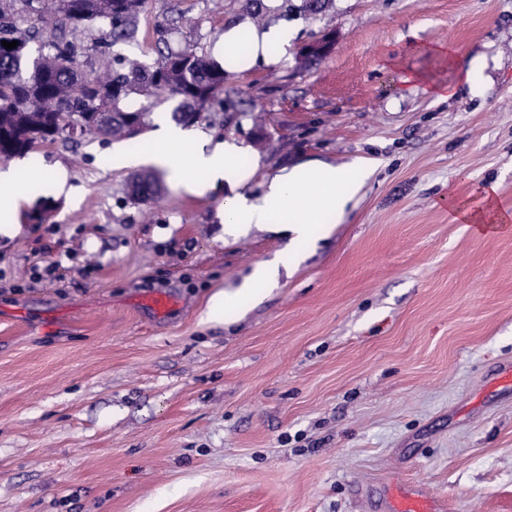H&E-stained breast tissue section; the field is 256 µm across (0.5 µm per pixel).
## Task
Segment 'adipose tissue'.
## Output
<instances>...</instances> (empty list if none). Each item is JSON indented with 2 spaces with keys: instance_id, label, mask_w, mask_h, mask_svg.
<instances>
[{
  "instance_id": "1",
  "label": "adipose tissue",
  "mask_w": 512,
  "mask_h": 512,
  "mask_svg": "<svg viewBox=\"0 0 512 512\" xmlns=\"http://www.w3.org/2000/svg\"><path fill=\"white\" fill-rule=\"evenodd\" d=\"M288 29L263 30L254 26H235L214 43L211 56L227 62L238 56L241 45H248L251 61L266 59L269 44L288 47ZM152 150L131 155L115 149L112 158L117 167L151 164L163 170L167 181L194 195L224 189L220 208L224 232L234 236L252 224H279L290 233L292 243L302 242L313 225L343 217L358 193L363 180L372 172L366 160L345 166L321 162H301L269 179L261 194L240 190L239 161L243 149L172 122L159 115L151 140ZM455 220L472 224L479 231L512 227V213L502 210L496 200L495 186L488 185L470 207L453 208Z\"/></svg>"
}]
</instances>
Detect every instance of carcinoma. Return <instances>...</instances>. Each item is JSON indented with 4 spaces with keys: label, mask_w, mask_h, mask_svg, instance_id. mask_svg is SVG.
Here are the masks:
<instances>
[{
    "label": "carcinoma",
    "mask_w": 512,
    "mask_h": 512,
    "mask_svg": "<svg viewBox=\"0 0 512 512\" xmlns=\"http://www.w3.org/2000/svg\"><path fill=\"white\" fill-rule=\"evenodd\" d=\"M148 0H0V160L24 158L45 144L67 140L80 123L81 137L125 139L126 128L148 119L160 100L174 102L170 118L189 126L212 104L224 105L231 71L194 44L174 49L176 19L155 20L152 54L119 51L139 42ZM159 192L155 178L130 182L138 202Z\"/></svg>",
    "instance_id": "cac0c4a2"
}]
</instances>
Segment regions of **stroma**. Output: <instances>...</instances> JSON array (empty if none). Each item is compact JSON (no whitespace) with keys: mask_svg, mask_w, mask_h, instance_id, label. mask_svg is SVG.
<instances>
[{"mask_svg":"<svg viewBox=\"0 0 512 512\" xmlns=\"http://www.w3.org/2000/svg\"><path fill=\"white\" fill-rule=\"evenodd\" d=\"M170 7L175 48L252 19L248 0H152L140 29ZM265 23L293 29L287 57L228 76L199 131L246 147L254 191L306 161L372 174L294 254L271 224L225 236L220 191L132 201L111 142L24 159L52 206L0 234V512H383L403 483L512 512V230L445 201L493 182L512 212V0H333ZM450 42L470 82L435 55ZM414 71L453 97L399 83ZM272 261L260 299L212 309Z\"/></svg>","mask_w":512,"mask_h":512,"instance_id":"35a3bbf8","label":"stroma"}]
</instances>
